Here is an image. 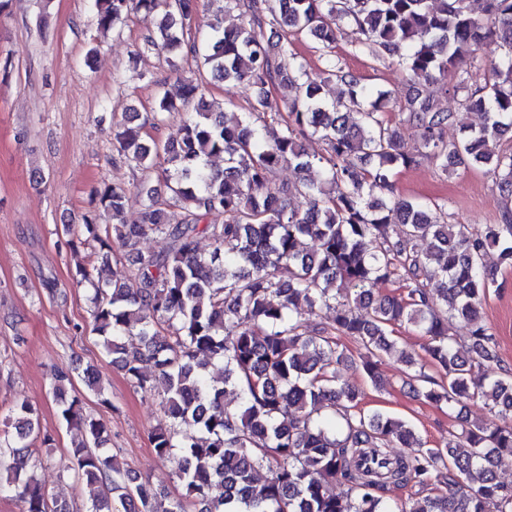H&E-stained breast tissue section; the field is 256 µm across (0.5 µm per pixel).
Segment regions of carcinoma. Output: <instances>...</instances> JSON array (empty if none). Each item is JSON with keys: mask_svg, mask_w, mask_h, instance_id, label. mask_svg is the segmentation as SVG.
Returning <instances> with one entry per match:
<instances>
[{"mask_svg": "<svg viewBox=\"0 0 512 512\" xmlns=\"http://www.w3.org/2000/svg\"><path fill=\"white\" fill-rule=\"evenodd\" d=\"M244 20L227 31L197 25L194 0H93L98 25L158 13L156 31L133 56L160 47L202 61L212 79L259 89L250 108L227 117L203 97L202 78L180 82L154 103V120L186 114L173 139L145 125L123 123L112 146L128 165L161 171L179 212L160 207L154 190L128 221V189L97 191L100 209L84 216L85 242L98 244L100 265L77 266L89 290L92 333L135 390L160 395L167 423L151 431L154 454L174 463L182 491L158 493L150 481L119 466L106 448L105 422L83 412L80 379L109 404L88 366L59 369L51 394L59 420L79 432L66 468L85 486L82 505L48 496L35 476L32 447L40 438L36 408L17 401L0 421V495L22 512H512V485L496 471L512 466V369L472 368L495 360V337L478 308L496 287L490 252L512 267V0H227ZM274 25L320 44L316 78L288 39L273 42ZM354 26L378 58H391L425 88L409 90L402 121L419 131L410 146L388 118L394 92L369 85L333 54L337 31ZM489 39L503 49L481 77L476 51ZM333 83L336 97L321 96ZM293 93L288 115L268 111L267 90ZM483 111V123L446 137L455 113L439 106L448 93ZM318 138L328 156L315 159L305 141ZM224 156V170L208 159ZM427 161L446 175L468 161L488 167L504 200L497 224L448 223L438 203L396 193L399 168ZM298 173L294 203L269 189L274 172ZM211 216L224 217L210 224ZM156 235L159 252L138 241ZM211 240L200 251L198 238ZM308 239L317 249L304 247ZM419 241L428 242L423 252ZM127 249L122 269L109 272L112 243ZM397 286L383 295L377 286ZM361 306L364 313L353 309ZM325 309L334 311L323 320ZM416 327L425 357L407 353L413 391L436 406L484 399L501 420L474 424L459 443L430 448L405 420L359 406L361 393L341 380L345 352L337 336L364 350L362 367L374 387L397 329ZM465 332V351L455 335ZM224 373L222 385L207 370ZM404 448L394 453L396 447ZM444 480L448 492L430 487ZM347 486L344 496L331 485ZM425 491L392 502L393 487Z\"/></svg>", "mask_w": 512, "mask_h": 512, "instance_id": "carcinoma-1", "label": "carcinoma"}]
</instances>
